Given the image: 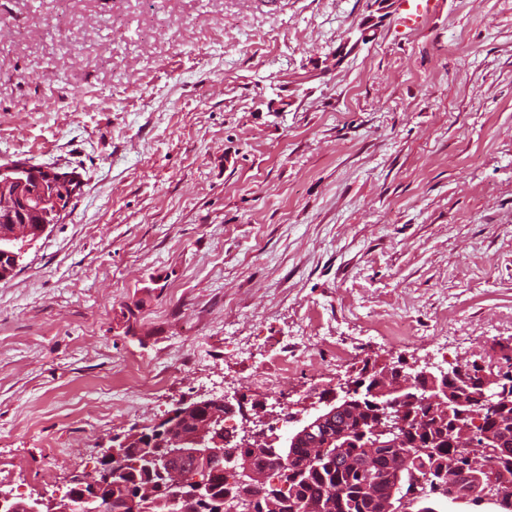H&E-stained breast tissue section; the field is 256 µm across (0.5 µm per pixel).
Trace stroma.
<instances>
[{
    "instance_id": "1",
    "label": "stroma",
    "mask_w": 512,
    "mask_h": 512,
    "mask_svg": "<svg viewBox=\"0 0 512 512\" xmlns=\"http://www.w3.org/2000/svg\"><path fill=\"white\" fill-rule=\"evenodd\" d=\"M374 12L0 0V164L81 188L0 284V491L62 496L208 393L304 418L368 364L512 350V0ZM317 334L347 359L253 383ZM399 1V5L403 10V14L400 18L401 21L405 26L413 28L418 26L422 20L435 9L440 0H426L424 6L421 3L417 4L415 6V13L410 12L412 7L409 0Z\"/></svg>"
}]
</instances>
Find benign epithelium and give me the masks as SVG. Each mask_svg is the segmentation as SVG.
Instances as JSON below:
<instances>
[{
	"mask_svg": "<svg viewBox=\"0 0 512 512\" xmlns=\"http://www.w3.org/2000/svg\"><path fill=\"white\" fill-rule=\"evenodd\" d=\"M47 169L29 164L0 166V206L12 213L23 216L40 215L45 206L56 200L55 188L48 186L45 180ZM48 229L46 224H21L14 226L13 235L25 237L34 242L43 236ZM426 384L424 400H419L415 392L416 383ZM512 390V373L499 370L498 373H475L462 368L451 374L439 375L422 368L414 374H406L398 366L387 367L379 372L367 374L355 387L343 389L344 396H336L325 402L318 410L288 434V447H308L309 463L320 462L323 453L331 443H340L338 457L343 465L350 470H361L364 461L352 454L343 452L348 447L350 437L360 434L366 440V447L388 448L404 447L403 412L423 402L431 405L425 416H417L416 423L425 425L434 421L439 427L453 426L452 440L469 452L458 456L448 469V480L459 482L465 477L475 479V493L483 496L497 486L495 478L483 480L473 472L477 468V459L472 449L475 448L474 427L465 422L471 410L478 404L489 410V413L500 423L512 427V405L501 404L498 398ZM369 403L377 412L368 420H363L364 403ZM213 406L214 416L224 417L223 399L213 397L192 403L186 407H177L167 417L147 431L136 430L118 444L104 448L100 452V468L97 477L92 479L76 478L60 498L47 502L42 500L26 501L10 494L0 493V512H103L105 506H97L101 488L112 482V471L123 467L125 448L137 442L143 447L158 449L157 458L162 465L157 467L163 481L161 490L177 502L182 498L183 473L177 460L193 457L196 459L213 460L225 457L222 439L214 437L206 440L213 431L209 421L204 427L185 430L175 426V422L183 419L192 409ZM396 406L399 413L391 411ZM456 410L457 419H452L451 410ZM336 425V434L325 436L320 442L319 432L328 430L329 425ZM432 452L430 447L416 448L412 451L398 453L391 468V485L387 495L379 502L378 512H404L403 499L398 494L403 474L411 462L421 455ZM241 474L245 481L255 490L266 484L267 473L254 469L249 463L241 465Z\"/></svg>",
	"mask_w": 512,
	"mask_h": 512,
	"instance_id": "obj_1",
	"label": "benign epithelium"
}]
</instances>
